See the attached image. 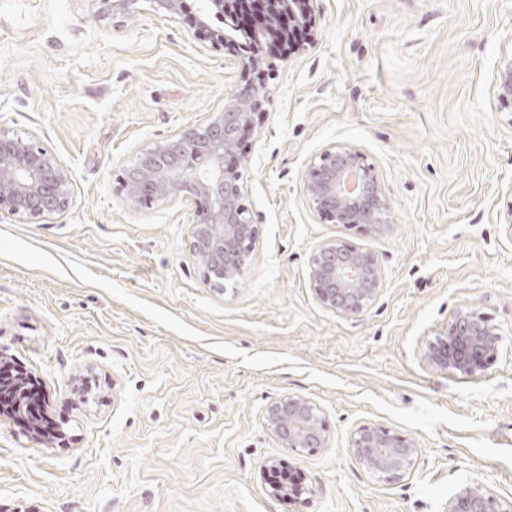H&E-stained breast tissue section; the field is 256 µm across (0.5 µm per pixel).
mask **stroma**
Masks as SVG:
<instances>
[{"mask_svg":"<svg viewBox=\"0 0 512 512\" xmlns=\"http://www.w3.org/2000/svg\"><path fill=\"white\" fill-rule=\"evenodd\" d=\"M202 0L133 16L102 0H0V129L36 136L68 174V208L0 216V362L38 380L41 415L0 416V512H448L462 487L512 500V0H316L308 43L270 58L246 147L259 235L217 289L189 254L192 208L127 206L123 169L221 111L250 65L200 39ZM358 150L391 205L381 233L322 221L303 193L324 149ZM340 239L384 283L362 315L322 307L308 260ZM461 308L498 356L471 378L431 366ZM320 405L330 445L296 457L262 413ZM375 424L412 438L403 479L352 455ZM300 472L301 499L267 474Z\"/></svg>","mask_w":512,"mask_h":512,"instance_id":"obj_1","label":"stroma"}]
</instances>
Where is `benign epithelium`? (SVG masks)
Returning a JSON list of instances; mask_svg holds the SVG:
<instances>
[{
    "label": "benign epithelium",
    "mask_w": 512,
    "mask_h": 512,
    "mask_svg": "<svg viewBox=\"0 0 512 512\" xmlns=\"http://www.w3.org/2000/svg\"><path fill=\"white\" fill-rule=\"evenodd\" d=\"M108 11H139L141 0H102ZM157 14L175 15L181 0H147ZM239 14L248 0H207L198 23L205 26L210 6ZM498 95L512 97V58L500 68ZM263 96L246 86L224 110L206 122L186 128L141 152L125 173V199L134 205H193L189 252L206 281L222 287L241 279L250 263L258 227L246 209L241 146L254 127ZM303 190L320 219L367 232L389 224L390 203L380 193L362 155L332 146L309 165ZM70 180L55 157L32 138L0 132V213L41 219L65 211ZM309 284L322 306L341 315L367 311L383 286L375 254L342 240L318 246L308 262ZM501 334L486 316L458 310L444 331L428 343L425 359L432 365L476 378L497 358ZM266 429L281 447L296 454L329 447L323 412L311 399L286 396L264 410ZM356 460L387 481L401 479L417 453L414 441L379 425H362L350 436ZM448 512H512L480 485H468L448 500Z\"/></svg>",
    "instance_id": "benign-epithelium-1"
}]
</instances>
